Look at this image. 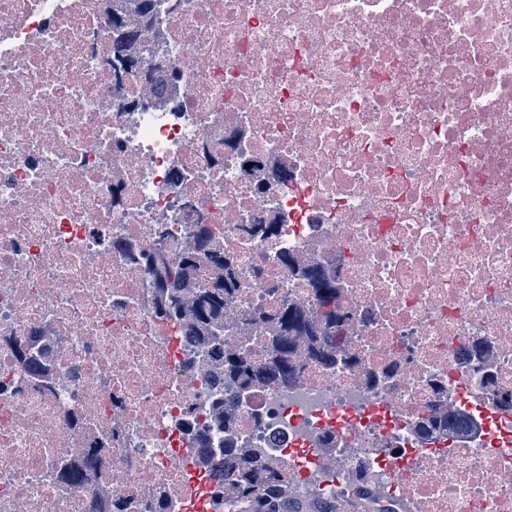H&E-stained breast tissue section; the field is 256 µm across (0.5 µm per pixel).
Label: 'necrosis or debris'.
<instances>
[{"mask_svg": "<svg viewBox=\"0 0 512 512\" xmlns=\"http://www.w3.org/2000/svg\"><path fill=\"white\" fill-rule=\"evenodd\" d=\"M187 253L224 351L315 324L311 270L346 344L216 377L158 311ZM452 407L480 435L425 443ZM223 446L296 495L512 512V0H0V512H240ZM308 280L313 288L316 290L317 300L322 307L326 317L329 320H334L335 330L332 336H334L336 345H338L343 338L342 329L336 325V292L335 288L330 284L328 279L318 271H312L309 274ZM278 321L280 323V336H284L278 346V351L280 352L281 356L285 352L290 353V339L289 335L290 332L297 330V328L300 325V320L298 318V315L292 311L291 308L286 307L280 311L278 314ZM279 357L278 360H282V357Z\"/></svg>", "mask_w": 512, "mask_h": 512, "instance_id": "necrosis-or-debris-1", "label": "necrosis or debris"}]
</instances>
